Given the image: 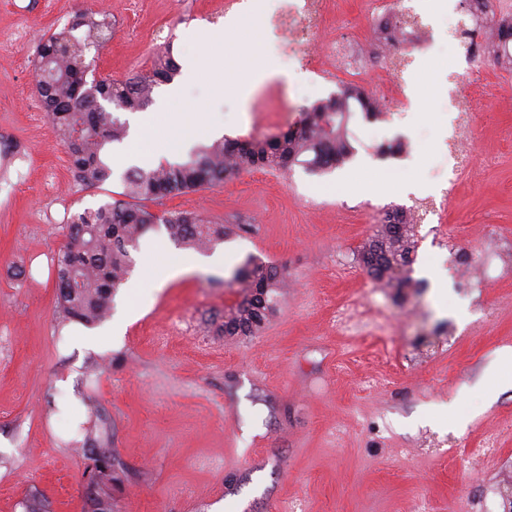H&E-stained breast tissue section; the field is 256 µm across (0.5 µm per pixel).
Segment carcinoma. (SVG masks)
Listing matches in <instances>:
<instances>
[{
  "mask_svg": "<svg viewBox=\"0 0 512 512\" xmlns=\"http://www.w3.org/2000/svg\"><path fill=\"white\" fill-rule=\"evenodd\" d=\"M82 27L85 33L80 39L74 31ZM111 36L107 17L97 19L84 12L79 23L50 34L37 48L34 61V67L46 73L36 89L55 132L68 148L73 178L93 188L112 176L105 147L122 142L127 135L126 122L114 112L145 109L155 87L170 82L178 72L166 51L157 55L150 73L122 82L102 79L101 89H96L85 80L86 49L103 47ZM353 100L366 119L380 117L365 90L347 84L337 95L303 109L301 119L285 131L245 140L223 136L193 150L184 161L127 170L123 191L112 202L78 212L66 225V242L54 268L62 316L87 325L105 320L112 296L133 268L140 239L156 225H163L175 244L199 252L212 250L234 234V228L214 224L195 212L156 211L151 204L158 200L222 184L245 169L286 174L302 166L321 173L342 165L353 153L347 132ZM104 101L112 109H106ZM405 214L400 208L389 212L360 253L372 278L393 288H408L413 283L412 254L417 240ZM231 287L236 289V299L224 306V323L218 329L226 336H253L278 303L288 280L277 264L249 256L233 273ZM117 466L111 455L105 465L91 470L97 512H111L105 487Z\"/></svg>",
  "mask_w": 512,
  "mask_h": 512,
  "instance_id": "obj_1",
  "label": "carcinoma"
}]
</instances>
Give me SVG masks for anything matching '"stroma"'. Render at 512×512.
<instances>
[{"label": "stroma", "mask_w": 512, "mask_h": 512, "mask_svg": "<svg viewBox=\"0 0 512 512\" xmlns=\"http://www.w3.org/2000/svg\"><path fill=\"white\" fill-rule=\"evenodd\" d=\"M247 0H0V139L27 154L0 168V512H91L84 438L99 409L119 463L112 512H452L471 498L489 512L512 500V71L490 56L438 54L459 41L452 12L462 0L423 7L431 44L417 49L414 77L428 88L407 96L381 125L353 112V158L316 175L253 169L220 185L165 198V211H195L241 225L218 244L221 267L195 265L150 291L119 288L111 322L120 335L78 336L85 324L58 312L52 258L71 216L111 202L133 166L125 143L108 145L112 178L76 183L33 80L38 44L80 11L110 13L112 38L93 54L96 77L123 81L172 49L200 70L183 102L210 113L226 136L286 129L301 110L354 83L376 94L384 74L365 59L355 72L329 60L287 81L297 48L268 15L249 16L227 42L235 65L270 66L248 111L216 96L204 32ZM370 0H326V38H363ZM478 101L468 140L472 162L450 172L441 117L453 94ZM410 180L452 183L433 223L418 224L412 276L442 275L448 288L381 287L359 254L384 210H412L426 191ZM493 258L482 287L456 256ZM282 265L291 286L266 325L225 338L214 320L234 299L229 279L247 256ZM465 308V318L454 310ZM457 423H449V413ZM495 436V460L476 453Z\"/></svg>", "instance_id": "1"}]
</instances>
